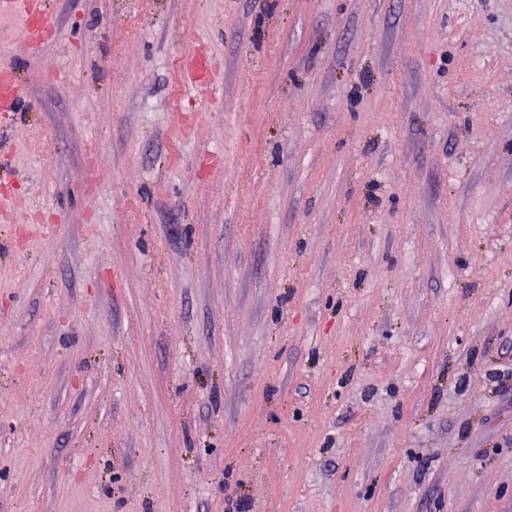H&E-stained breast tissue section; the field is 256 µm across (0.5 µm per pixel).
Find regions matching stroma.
<instances>
[{"label":"stroma","mask_w":512,"mask_h":512,"mask_svg":"<svg viewBox=\"0 0 512 512\" xmlns=\"http://www.w3.org/2000/svg\"><path fill=\"white\" fill-rule=\"evenodd\" d=\"M36 2L0 512H512V0Z\"/></svg>","instance_id":"1"}]
</instances>
